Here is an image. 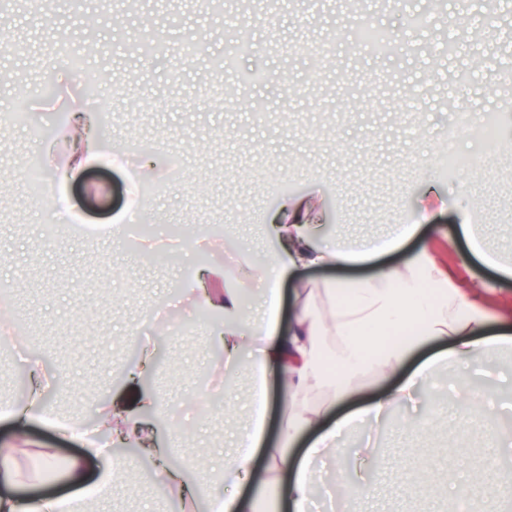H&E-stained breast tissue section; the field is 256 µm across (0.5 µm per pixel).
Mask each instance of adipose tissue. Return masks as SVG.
Returning <instances> with one entry per match:
<instances>
[{
  "label": "adipose tissue",
  "instance_id": "1",
  "mask_svg": "<svg viewBox=\"0 0 512 512\" xmlns=\"http://www.w3.org/2000/svg\"><path fill=\"white\" fill-rule=\"evenodd\" d=\"M70 134L69 157L49 171V192L58 203H65L66 191L81 171L103 156L105 133L95 113L71 112L67 117ZM291 221L270 225L281 243L265 268V286L257 304L245 308L238 289L223 293H204L203 300L218 310L224 319L223 343L225 363L248 362L255 381L250 396L247 427L238 432L234 451L224 458V465L212 473L215 486L208 497V512H242L243 504L235 495L220 491L224 483L241 484L253 472V455L264 457L263 481L284 488L292 512H308L310 496L317 479L314 463L334 451L338 438L369 418H377L399 404L412 401L419 385L429 380L435 369L448 362L468 364L481 352L512 346V336H487L483 333L484 316L477 306L460 293L442 288L441 274L429 260L427 252L397 266H385L362 280H340L317 293L299 275L307 269L344 268L370 260L375 255L399 248L419 235L420 225H391L386 238L350 247L344 243H318L311 226L314 209L303 201L291 205ZM294 286V308L287 325H280L281 284ZM420 325L425 335L450 340V349L441 351L404 379L396 374L410 352L409 344L398 339L397 332L407 326ZM337 337L333 355H326L321 335ZM336 363L334 398L361 395L367 380L385 383V390L365 409L348 414L335 422L325 421L323 412L301 403V396L315 381L325 377L328 361ZM276 369L286 394L283 433L292 438L311 430L314 438L301 453L288 447H270L265 440L266 377ZM46 385L36 384L25 400L0 406V419L21 425L44 423L55 425L65 437L83 442L80 454L66 463L76 493L66 497L30 495L15 498L13 488L24 479L18 463V448H0V512H90L97 500L107 493L114 481V471H106L94 480L84 478L88 459H108L105 438L88 436L78 425L55 421L49 412ZM152 393L139 396L137 411L123 415L104 411L100 427L106 434L117 433L141 444L145 455L157 460L164 478L157 487L159 494L177 493L191 504L197 499L196 486L183 471L169 464L162 449L141 422L142 416L156 411Z\"/></svg>",
  "mask_w": 512,
  "mask_h": 512
}]
</instances>
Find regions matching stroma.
I'll list each match as a JSON object with an SVG mask.
<instances>
[{
    "instance_id": "obj_1",
    "label": "stroma",
    "mask_w": 512,
    "mask_h": 512,
    "mask_svg": "<svg viewBox=\"0 0 512 512\" xmlns=\"http://www.w3.org/2000/svg\"><path fill=\"white\" fill-rule=\"evenodd\" d=\"M224 15L207 0H49L41 10L17 9L7 34L19 49L0 51V111L25 122L0 131V189L13 199L0 209V280H24L12 303L26 328L23 351L0 355V380L24 397L29 372L40 365L56 377L49 402L90 419L113 403L131 408L138 392L153 393L159 411L150 422L157 443L191 480L204 482L201 463L224 456L247 418L252 371L217 365L224 351L213 335L218 317L199 302L197 270L216 269L215 292L239 288L246 303L258 281L239 283L237 270L262 268L278 244L265 226L284 199L311 200L322 215L323 241L382 234L384 225L434 215L421 236L383 255L400 264L428 246L447 287L474 299L489 334L512 329V278L486 267L454 229L461 214L479 227L485 244L512 255V8L497 0H224ZM101 18L87 72L98 79L109 118L103 129L123 159L88 168L68 189L75 213L95 225L145 202L150 237L164 260L141 247L115 251L104 236L74 234L34 201L26 172L34 155L67 158L58 131L61 113L86 109L81 75L55 70L53 96L26 97L38 82L35 55L50 56L61 33ZM367 24L397 38L391 53L356 49L352 33ZM253 43L236 59L250 77L230 92L209 73L224 56L231 28ZM162 35L166 51L128 55L134 39ZM198 54L179 51L186 39ZM458 51L449 54V43ZM330 44V61L317 49ZM497 128L495 146L471 139L456 124L457 102ZM154 143L159 193L142 192L138 154ZM481 155L482 168L449 165L448 148ZM155 347L152 369L132 381L141 344ZM223 398L203 402L212 389ZM176 444H169L171 426ZM363 434L343 439L345 452L318 463L311 512H342L341 485L354 477ZM381 463L363 512H446L422 494L406 495L397 467L406 452L434 469L430 482L478 484L474 465L497 459L498 512H512V348L483 353L472 365H441L423 387L414 413L393 409L372 434ZM463 449L470 465L448 475V451ZM119 472L98 512H179L177 497L156 494L153 463L129 443L112 447Z\"/></svg>"
}]
</instances>
